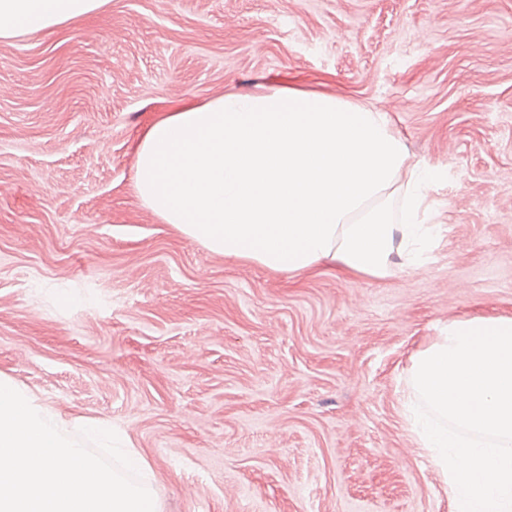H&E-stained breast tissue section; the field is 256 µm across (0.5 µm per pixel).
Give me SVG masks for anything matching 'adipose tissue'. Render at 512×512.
I'll use <instances>...</instances> for the list:
<instances>
[{
  "label": "adipose tissue",
  "instance_id": "obj_1",
  "mask_svg": "<svg viewBox=\"0 0 512 512\" xmlns=\"http://www.w3.org/2000/svg\"><path fill=\"white\" fill-rule=\"evenodd\" d=\"M105 0H0V39L95 14ZM388 113L340 94L271 87L186 103L135 144L143 206L208 250L302 276L331 264L383 279L430 261L439 235Z\"/></svg>",
  "mask_w": 512,
  "mask_h": 512
}]
</instances>
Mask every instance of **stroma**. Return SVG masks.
<instances>
[{
  "label": "stroma",
  "mask_w": 512,
  "mask_h": 512,
  "mask_svg": "<svg viewBox=\"0 0 512 512\" xmlns=\"http://www.w3.org/2000/svg\"><path fill=\"white\" fill-rule=\"evenodd\" d=\"M283 85L447 171L431 263L292 279L139 202L146 126ZM467 315L512 316V0H106L0 40V373L125 433L159 512H451L403 402Z\"/></svg>",
  "instance_id": "stroma-1"
}]
</instances>
